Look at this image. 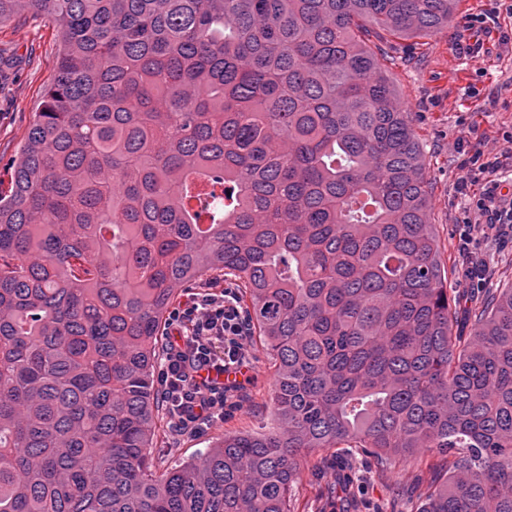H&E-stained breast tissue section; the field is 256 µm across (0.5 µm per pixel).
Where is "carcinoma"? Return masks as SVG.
Returning a JSON list of instances; mask_svg holds the SVG:
<instances>
[{"label": "carcinoma", "instance_id": "obj_1", "mask_svg": "<svg viewBox=\"0 0 512 512\" xmlns=\"http://www.w3.org/2000/svg\"><path fill=\"white\" fill-rule=\"evenodd\" d=\"M456 0H0L62 51L0 190V512H294L301 458L447 462L418 512H512V288L452 336L422 144L365 36ZM239 282L276 430L151 462L163 324Z\"/></svg>", "mask_w": 512, "mask_h": 512}]
</instances>
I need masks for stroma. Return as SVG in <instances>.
Returning a JSON list of instances; mask_svg holds the SVG:
<instances>
[{
  "instance_id": "stroma-1",
  "label": "stroma",
  "mask_w": 512,
  "mask_h": 512,
  "mask_svg": "<svg viewBox=\"0 0 512 512\" xmlns=\"http://www.w3.org/2000/svg\"><path fill=\"white\" fill-rule=\"evenodd\" d=\"M489 0H459L455 20L426 37L396 38L372 30L369 45L386 55L384 66L423 145L431 182L430 221L439 258L456 302L454 333L475 327L471 309L487 295L512 286V233L483 234L464 224V202L455 192L462 171L459 137L485 153L512 154V49L491 47L474 57L465 19L489 9ZM61 41L46 18L24 13L0 24V178L17 158L28 126L51 83ZM249 382L233 392L224 419L200 432L165 429L151 456L161 469L200 458L228 432L264 433L277 425L270 355L249 345ZM436 453L395 458L384 471L355 459L345 476L321 467L320 455L302 460L294 487L295 512H417L433 480Z\"/></svg>"
}]
</instances>
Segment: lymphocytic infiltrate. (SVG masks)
Returning a JSON list of instances; mask_svg holds the SVG:
<instances>
[{"instance_id":"1","label":"lymphocytic infiltrate","mask_w":512,"mask_h":512,"mask_svg":"<svg viewBox=\"0 0 512 512\" xmlns=\"http://www.w3.org/2000/svg\"><path fill=\"white\" fill-rule=\"evenodd\" d=\"M501 184L469 198L471 224L492 229L512 223V208L501 207ZM158 389L171 426L200 431L223 420L226 393L239 388L248 365L249 323L234 289L205 285L188 292L169 314Z\"/></svg>"}]
</instances>
